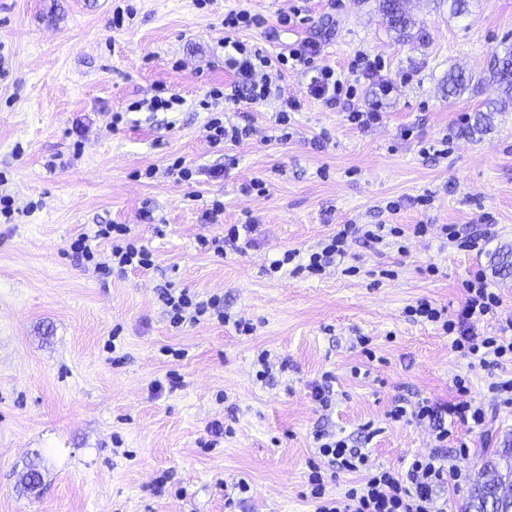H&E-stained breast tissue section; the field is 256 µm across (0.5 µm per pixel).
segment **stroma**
I'll list each match as a JSON object with an SVG mask.
<instances>
[{
	"mask_svg": "<svg viewBox=\"0 0 512 512\" xmlns=\"http://www.w3.org/2000/svg\"><path fill=\"white\" fill-rule=\"evenodd\" d=\"M450 5L408 0L416 35L402 41L379 0H0V194L15 209L0 222V512H227L224 488L241 479L250 490L237 512H313L302 493L315 430L356 436L371 424V465L400 472L434 441L427 424L391 421L395 404L446 402L459 375L481 401L512 374L461 358L435 325L406 314L421 298L455 313L479 268L502 304L476 331L495 335L512 317V266L497 267L512 253V108L476 124L502 97L489 66L512 49V0H466L460 14ZM119 6L135 15L116 29ZM241 6L261 23L240 40L272 52L314 41L317 66L339 73L367 52L384 60L394 92L382 100L363 82L329 106L308 94L303 70H272L281 97L302 102L291 138L278 137L281 98L227 101L225 118L253 132L213 149L199 102L235 83L222 20ZM295 8L303 23L280 27ZM455 67L473 80L454 96ZM160 86L183 106L143 108ZM373 107L379 124L348 121L350 110ZM178 157L216 178L178 180L168 171ZM255 177L266 195L242 193ZM216 198L221 223H202ZM250 215L251 248L201 249L200 238ZM486 223L492 235L478 254L439 233ZM100 224L129 225L154 267L103 276L75 262L71 242ZM341 224L429 232L373 248L350 242L319 277L266 276L285 250L316 249ZM169 285L223 295L253 333L214 320L171 327L158 297ZM264 350L273 371L261 381ZM326 371L336 376L327 409L312 396ZM453 434L469 448L467 484L448 498V512H462L512 439V406L488 412L484 429ZM32 467L41 484L28 492Z\"/></svg>",
	"mask_w": 512,
	"mask_h": 512,
	"instance_id": "1",
	"label": "stroma"
}]
</instances>
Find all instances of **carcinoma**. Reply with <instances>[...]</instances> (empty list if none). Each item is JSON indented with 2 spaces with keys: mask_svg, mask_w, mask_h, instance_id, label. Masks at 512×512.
I'll list each match as a JSON object with an SVG mask.
<instances>
[{
  "mask_svg": "<svg viewBox=\"0 0 512 512\" xmlns=\"http://www.w3.org/2000/svg\"><path fill=\"white\" fill-rule=\"evenodd\" d=\"M406 0H379V8L389 30L400 38L410 37L411 19L405 9ZM493 80L504 94L493 104V111L503 112L512 105V50L494 59L490 68ZM470 78L461 70L448 71V93L462 92ZM489 478L471 491L464 512H512V443L496 451V458L487 462Z\"/></svg>",
  "mask_w": 512,
  "mask_h": 512,
  "instance_id": "cac0c4a2",
  "label": "carcinoma"
}]
</instances>
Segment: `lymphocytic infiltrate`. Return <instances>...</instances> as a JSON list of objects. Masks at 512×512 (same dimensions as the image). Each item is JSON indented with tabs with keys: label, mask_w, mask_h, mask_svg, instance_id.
I'll use <instances>...</instances> for the list:
<instances>
[{
	"label": "lymphocytic infiltrate",
	"mask_w": 512,
	"mask_h": 512,
	"mask_svg": "<svg viewBox=\"0 0 512 512\" xmlns=\"http://www.w3.org/2000/svg\"><path fill=\"white\" fill-rule=\"evenodd\" d=\"M237 68V85L251 102H260L277 96L278 89L264 76L267 68L290 70L297 67L314 69L308 92L325 104L335 105L347 85L346 77L330 67H319L315 59L320 52L316 42L304 40L288 52L276 56L264 54L263 50L247 46L244 42L225 38ZM224 93L214 89L201 100L202 109L208 110L211 117L207 123V139L218 147L227 142H239L251 133L250 126L225 124L215 111ZM400 227L391 224H343L316 250L300 254L299 250L284 251L281 258L269 263L266 274L273 277L284 267H291L294 274H319L335 265L338 258L346 254L348 238L362 239L369 244L383 243L388 237L400 236ZM110 245L109 254H101L98 245ZM78 259L91 263L98 272L147 270L152 268L151 252L139 243L125 224H101L94 234H80L71 244ZM160 298L166 308L172 327L184 323H198L217 319L222 323L233 324L237 332L250 334L251 323L243 318H231L224 310V298L218 294L201 297L199 294L182 288H165ZM500 306L498 294L491 291L483 270H476L464 286V302L455 317H448L444 309L422 300L411 307L410 312L423 320L437 324L445 335L451 338L452 350L461 356L483 360L493 359L495 364L512 362V320H507L499 328L498 335L483 336L476 332L475 324L484 316L495 313ZM454 387L457 398L444 403L429 400L418 401L413 407L397 404L389 412L391 420L400 421L413 418L429 422L436 442L429 454H419L412 458L404 472L381 469L368 473V449L353 445L350 437L340 432L315 431L313 442L320 457L327 460L330 468L342 472H364V479L357 486L348 489L344 495L330 496L326 493L325 480L320 471H313L309 478V497L315 506L314 512H448V491L457 489L467 481L465 461L469 448L465 442H458L456 448H449L451 432L449 423H458L471 428L486 424V405L512 406V377L491 382L488 387V403L467 399L468 388L463 378H456Z\"/></svg>",
	"instance_id": "1"
}]
</instances>
